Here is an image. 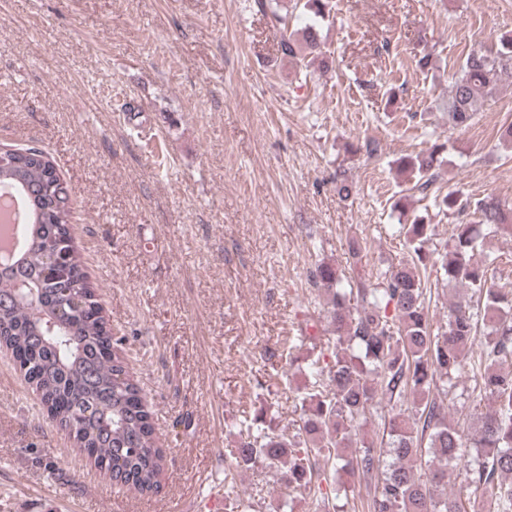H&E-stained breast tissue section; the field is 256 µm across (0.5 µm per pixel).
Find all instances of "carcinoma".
I'll list each match as a JSON object with an SVG mask.
<instances>
[{"label": "carcinoma", "mask_w": 512, "mask_h": 512, "mask_svg": "<svg viewBox=\"0 0 512 512\" xmlns=\"http://www.w3.org/2000/svg\"><path fill=\"white\" fill-rule=\"evenodd\" d=\"M279 47L310 74L328 67L319 27L307 24L302 38L288 31L285 16L273 11ZM512 75V36L499 38L495 52L471 51L448 87V118L469 125L478 101ZM369 158L382 145L366 139L352 146ZM448 142L435 140L416 155L396 159L408 177L406 194L392 211L404 231L410 258L373 281L366 273L363 247L353 240L346 276L321 263L311 272L313 286L329 293L327 313L333 335L316 344L317 324L306 323L299 345L313 344L303 357L311 388L304 393L303 433L290 439L277 428L253 420L236 424L240 442L236 465L261 461L282 472L288 483L307 491L322 512H344L338 502L364 487L367 512H512V288L495 283L498 256L474 259L475 251L500 229H512V207L488 197L477 220L455 225L443 249L433 244L432 225L410 217L408 195L433 198L441 212L466 208L452 192L440 194ZM0 189L9 187L22 203V242L17 255L0 262V344L22 355L26 375L40 401L56 411L57 425L82 448L96 449L97 461L112 480L140 493L155 492L163 470L150 412L130 370L117 352H107L110 329L97 312L96 292L83 270L70 232V196L47 155L32 146L5 153ZM68 257L71 276L49 272L52 257ZM431 271L479 294L476 310L454 302L447 324L433 328L426 305ZM34 292L37 303L17 297ZM486 334L477 337L478 323ZM479 346V391L493 407L474 418L473 433L448 421V384L470 370L467 354ZM390 409L378 416L372 436L370 408L378 397ZM414 412L402 410L408 399ZM467 459L465 481L483 499L465 510L448 491V473Z\"/></svg>", "instance_id": "obj_1"}]
</instances>
